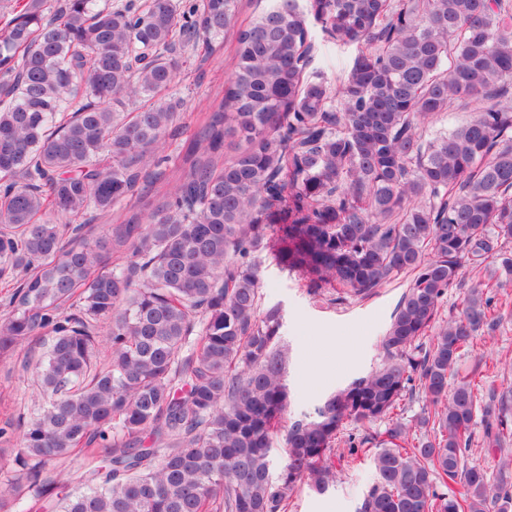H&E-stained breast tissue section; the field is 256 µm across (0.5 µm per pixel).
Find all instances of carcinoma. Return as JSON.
Returning a JSON list of instances; mask_svg holds the SVG:
<instances>
[{
    "instance_id": "carcinoma-1",
    "label": "carcinoma",
    "mask_w": 512,
    "mask_h": 512,
    "mask_svg": "<svg viewBox=\"0 0 512 512\" xmlns=\"http://www.w3.org/2000/svg\"><path fill=\"white\" fill-rule=\"evenodd\" d=\"M237 12L238 0H0V354L50 335L25 360L36 414L0 427L18 438L0 512L48 497L65 458L83 472L54 512H287L296 482L336 486L340 446L375 474L360 512H512V383L483 389L500 364L485 353L458 373L496 298L475 284L439 320L466 266L490 259L496 287L512 285V0H270L237 28L224 98L173 192L147 223L94 237L98 216L159 175L183 110L182 48L215 47ZM314 22L356 51L334 91L307 75ZM456 101L482 106L425 137ZM71 215L82 223H54ZM111 246L128 247L126 266L106 269ZM262 253L317 291L364 295L412 274L379 367L287 426ZM349 420L384 421V437L345 435ZM477 424L493 479L465 465ZM452 483L462 491H442Z\"/></svg>"
}]
</instances>
